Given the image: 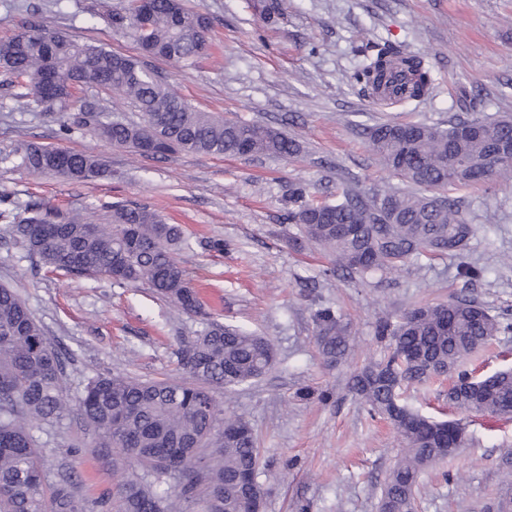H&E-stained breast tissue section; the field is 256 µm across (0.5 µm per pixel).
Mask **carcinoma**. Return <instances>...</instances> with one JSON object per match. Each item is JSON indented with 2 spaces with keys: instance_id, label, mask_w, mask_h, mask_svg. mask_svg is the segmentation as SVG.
Here are the masks:
<instances>
[{
  "instance_id": "obj_1",
  "label": "carcinoma",
  "mask_w": 512,
  "mask_h": 512,
  "mask_svg": "<svg viewBox=\"0 0 512 512\" xmlns=\"http://www.w3.org/2000/svg\"><path fill=\"white\" fill-rule=\"evenodd\" d=\"M137 13L129 3L113 11L109 23L129 33L145 55L185 66L206 49L209 22L188 11L182 0H151L149 26L141 32L135 30ZM0 68L23 81L24 90L13 96L14 109H58L65 115L64 135L88 130L135 153L155 143L159 158L177 153L286 158L299 150L295 140L273 127L197 110L138 57L81 44L37 24L0 43ZM399 76L411 87L395 101L424 96L430 75L423 61L383 44L365 55L353 79L377 97ZM55 77L123 96L141 112L142 121L110 119L93 95L79 102L65 91L45 97L43 88ZM465 126H477L482 134L462 137ZM511 134V116L456 118L446 126L389 121L370 127V151L410 188L367 199L344 189L339 201L315 204L298 185L288 211L289 223L302 233L295 245L315 243L333 258L331 271L361 277L395 270L413 258L462 255L476 227L447 192L511 180L512 157L490 155V142ZM1 163L70 181L112 175L91 153L31 142L1 149ZM0 222L53 272L112 279L120 261L125 274L113 284H146L183 312L202 313L177 258L188 246L183 229L145 205H115L109 222L99 224L90 215L64 216L37 201L20 213L0 197ZM358 254L363 261L356 264ZM315 322L322 358L333 366L349 341L343 316L327 307L317 311ZM510 332L512 322L460 294L446 303L418 306L394 322H379L378 335L389 339L388 354L352 377L362 408L372 418L387 420L402 444L381 488L378 512H415L420 475L448 458V422L412 411L401 401L402 389L454 374L449 398L459 408L512 413L511 369L464 382L471 376L464 369L467 357ZM275 360L267 338L212 321L179 353L181 368L197 384L112 375L90 379L76 405L91 432L90 453L111 459L113 469L129 475L110 496L79 499L67 486L50 482L31 434L34 424L50 425L71 413L61 355L21 296L0 286V512H101L109 505L112 512H235L245 490L243 478L257 475L259 453L249 422L224 413L211 387L228 392L255 381ZM163 483L174 488L173 494L157 490Z\"/></svg>"
}]
</instances>
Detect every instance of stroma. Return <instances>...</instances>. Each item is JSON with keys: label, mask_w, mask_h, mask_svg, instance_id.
Wrapping results in <instances>:
<instances>
[{"label": "stroma", "mask_w": 512, "mask_h": 512, "mask_svg": "<svg viewBox=\"0 0 512 512\" xmlns=\"http://www.w3.org/2000/svg\"><path fill=\"white\" fill-rule=\"evenodd\" d=\"M257 0H184L208 18V49L189 66L151 59L171 88L196 108L269 125L295 139L297 154L139 155L85 131L64 136L61 112H19L17 80L0 71V148L23 141L99 155L112 178L65 181L0 165V196L17 205L37 199L61 213L79 209L106 221L116 203L137 202L180 225L191 242L178 259L205 310L188 315L140 284L49 273L0 230V285L16 289L46 336L66 356L69 403L89 379L120 375L182 381L178 352L208 319L268 338L275 367L231 393L216 390L226 413L243 416L257 438V481L264 512H376L377 497L400 447L385 421L371 419L350 390L354 372L387 353L381 320L459 293L489 313L512 319V181L457 191L476 234L464 259L405 263L364 279L326 276L330 261L315 247L296 250L289 194L307 185L316 201L344 188L362 196L401 187L368 148L364 127L388 121L445 123L512 114V0H281L267 24ZM127 0H0V42L38 23L79 42L139 55L137 43L104 15ZM384 41L422 59L432 89L412 104L376 101L353 80L357 47ZM223 240V253L205 249ZM483 271L464 283L460 262ZM340 308L349 350L326 367L313 315ZM475 375L512 367V333L495 336L465 362ZM402 401L466 428L463 448L421 477L417 512H496L503 495L501 460L512 453V415L467 414L448 401V386L409 387ZM53 479L71 481L78 497L111 493L122 472L87 451L77 415L33 429Z\"/></svg>", "instance_id": "obj_1"}]
</instances>
